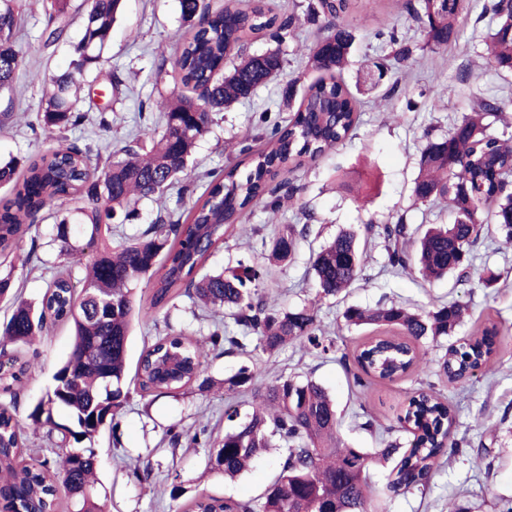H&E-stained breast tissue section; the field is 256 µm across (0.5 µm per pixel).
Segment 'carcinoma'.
Masks as SVG:
<instances>
[{
    "label": "carcinoma",
    "mask_w": 512,
    "mask_h": 512,
    "mask_svg": "<svg viewBox=\"0 0 512 512\" xmlns=\"http://www.w3.org/2000/svg\"><path fill=\"white\" fill-rule=\"evenodd\" d=\"M239 10L232 0L211 10L205 0H180L183 17L193 34L176 61L184 85L196 96L163 98L156 103L164 118L162 132L151 150L125 149L100 167L89 147L61 135L88 120L75 110L82 90V72L100 65L101 50L112 25L123 10V0H87L81 38L72 44L71 70L48 80L42 100L41 131L52 142L44 154L26 160V177L17 178L18 162H0V187H11L0 205V255L20 254V243L46 208L77 199L78 227L63 216L54 225L52 242L62 262L56 267L38 305L15 291L14 269L0 270V300H8L12 313L0 324V512H56L59 494L70 498L73 512H105L100 503L95 439L122 410L129 398L126 388L127 343L134 321L149 323L153 310L184 296L203 309L223 308L237 330L212 331L200 340L183 330L159 336L137 361L136 385L144 395L174 394L197 382L211 351L248 348L279 351L297 345L311 355H328L335 342L317 325L315 305L295 310L271 307L260 288L271 274L265 265L238 262L234 269L204 271L212 251L248 211L273 214L280 209L270 182L336 149L357 128L362 102L339 78L354 42L352 32L334 26L317 39L306 56L315 71H326L307 86L295 118L274 126L265 148L249 154L248 168L233 167L212 176L208 188L195 195L192 184L181 187L179 201L188 222L169 215L158 217L139 236L117 245L109 241L108 220L142 198L152 197L180 180L196 141L207 132L212 115L250 98L282 72L278 52L247 53L251 34L269 31L281 41L294 28L296 17H278L262 0ZM354 0H318L326 16L349 11ZM26 0H0V92L9 90L20 66L14 39ZM69 0H45L44 33L59 41L67 32ZM465 0H451L445 8L433 0H419L412 11L422 22L425 44L433 50L448 47L459 35V16ZM492 13L487 43L488 59L498 71H512V4L492 0L483 8ZM389 43L399 46L395 58L413 55L408 39L396 27ZM495 99H483L477 108L456 119L448 134L431 137L421 150L419 172L412 196L422 203H448L449 223L433 224L419 239L416 253L405 248L409 236L404 218L380 226L386 243L387 266L395 273L416 265L427 279L466 272L470 254L481 235L495 229L512 240V134L491 131L487 118L503 111ZM310 224H284L274 235L271 262L294 258L300 242L311 233ZM367 262L356 235L339 232L334 240L312 253L311 268L318 285L317 298L336 296L363 280ZM146 281L150 306L136 298L133 285ZM463 305L441 303L417 313L392 304L376 309L351 306L344 312L350 326L374 325L398 330L396 336H372L359 349L355 362L365 378L392 380L417 373L434 374L458 382L480 371L497 352V326L459 345L451 344L433 370L424 361L419 343L451 335L464 316ZM72 326L70 353L53 376V385L22 418L17 412V390L36 372L38 363L20 357L48 325ZM254 371L242 366L224 381V391L239 394L253 389ZM241 412L238 404L224 408L228 429L212 437L206 429L193 434L179 425L169 428L175 447L189 437L212 448L210 470L233 478L279 441L284 445L280 470L263 494L254 500L198 495L194 512H387V500L430 483L439 459L458 451L455 415L429 382L409 398L398 415L399 428L412 435L408 447L389 442L370 456L337 436L338 417L326 389L312 378L280 377ZM45 431L58 439L54 460L34 458L27 443V428ZM398 457L385 489L372 490L370 463Z\"/></svg>",
    "instance_id": "1"
}]
</instances>
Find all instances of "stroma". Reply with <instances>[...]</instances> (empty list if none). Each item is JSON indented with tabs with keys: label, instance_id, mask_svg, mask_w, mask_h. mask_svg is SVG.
Segmentation results:
<instances>
[{
	"label": "stroma",
	"instance_id": "obj_1",
	"mask_svg": "<svg viewBox=\"0 0 512 512\" xmlns=\"http://www.w3.org/2000/svg\"><path fill=\"white\" fill-rule=\"evenodd\" d=\"M265 2L300 20L295 36L283 42L260 34L248 45L249 52L258 54L279 50L283 71L250 100L214 113L208 133L197 141L188 163L187 174L196 180V193L205 191L207 173L245 168L246 148L263 147L273 124L287 123L293 117L304 88L317 77L316 71L301 62L307 46L327 32L325 23L312 25L305 20L308 7L317 0ZM80 3L70 0L67 36L50 44L43 35V0H30L16 32L20 67L12 90L0 93L2 162L23 161L48 147L39 127L45 81L70 66L71 44L82 32ZM408 3L357 0L356 8L340 18V25L355 35L350 63L342 74L350 89H361L369 59L391 54V47L376 36L388 24H395L411 38L415 45L412 58L385 70L378 91L363 92L362 122L343 145L289 173L290 182L298 188L294 199L283 202L274 216L253 211L206 264L212 270L261 260L270 252L278 225L312 223L313 232L301 243L294 262L274 265L263 290L269 303L279 308H300L318 301V319L326 336L336 343L335 354L316 357L291 346L272 353L258 350L212 356L205 371L210 388L194 385L156 398L131 389L116 432H103L96 443L107 512H192L193 499L203 492L237 500L261 496L277 473L278 452L265 453L244 474L227 480L207 470L210 450L205 445L184 443L174 448L167 436L169 426L177 422L223 433L228 427L224 381L243 365L254 368L259 389L281 375L314 378L336 401L337 434L343 441L369 453L384 447L388 428L396 426L401 407L421 378L410 374L355 386L358 367L354 356L375 330L346 327L342 314L349 306L374 309L391 303L413 309L461 303L466 314L453 339L480 335L494 324L499 329L500 349L476 375L452 385L441 383L443 397L456 417L455 436L463 446L458 453L440 458L425 492L395 497L389 512H500L512 502V242L501 236L481 240L466 276L428 282L415 270L387 271L383 239L366 232L367 225L390 224L400 216L414 227L446 222L441 207L414 202L411 195L426 134H446L461 113L470 111L477 97L506 103V120L512 122V75H495L487 65L485 40L490 25L481 18L480 7L461 15V35L455 43L434 52L425 46L420 23L409 13ZM189 32L179 0H124L123 12L102 50L99 69L82 79L86 94L75 108L87 113L89 121L68 131V138L90 145L103 159L135 143L149 146L162 130L160 113L152 109V102L185 91L176 58ZM112 71L122 80L115 88L107 79ZM442 84L452 90L445 99L433 94ZM101 114L109 121V129L99 128L96 119ZM178 197V188H171L161 197L141 200L131 215H116L114 221L121 234L137 235L158 216L178 212ZM54 224V216L45 215L34 228L33 238L21 243L22 252L32 255L30 264L14 271L25 299H41L55 271L57 251L50 243ZM342 230L354 232L366 244V279L338 296L317 299L309 255ZM192 309L185 297L156 309L153 325L134 328L130 358L138 359L143 348L169 328L207 337L212 320L195 318ZM71 346L70 328L65 324L51 326L31 346L39 368L18 390L20 414H27L29 406L51 388L52 377ZM479 453L490 461V468L474 466L472 458ZM133 463L150 469L147 482L139 484L129 478L128 467ZM176 483L181 491L175 495L171 488Z\"/></svg>",
	"mask_w": 512,
	"mask_h": 512
}]
</instances>
